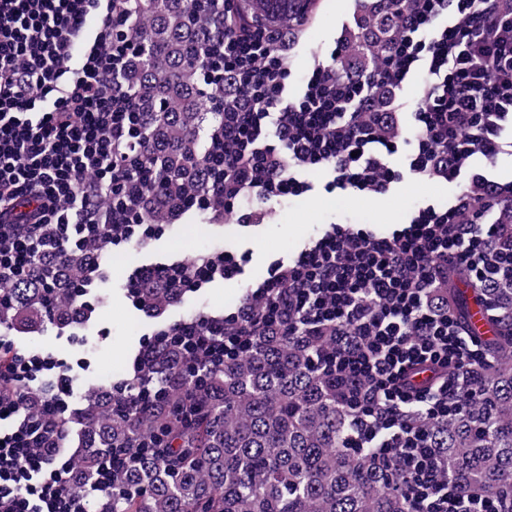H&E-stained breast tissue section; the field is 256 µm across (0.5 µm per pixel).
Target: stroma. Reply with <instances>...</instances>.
Returning a JSON list of instances; mask_svg holds the SVG:
<instances>
[{"label":"stroma","instance_id":"stroma-1","mask_svg":"<svg viewBox=\"0 0 512 512\" xmlns=\"http://www.w3.org/2000/svg\"><path fill=\"white\" fill-rule=\"evenodd\" d=\"M354 5V0H322L302 49L288 59L290 85H298L315 60L329 54L342 21L350 18ZM311 179L314 192L272 204L263 224L230 228L222 223L202 224L189 212L168 227L151 250L143 251L130 244L118 251H105L101 266L107 276L89 289L87 299L94 309L88 320L70 325L44 322L16 332V341L30 350L52 352L71 365L84 360L85 366L78 370L74 393L68 400L71 416H78L92 387L132 379L145 340L161 326L200 311L223 314L249 288L265 280L274 264L291 258L327 225L366 224L382 233L390 225L404 222L415 207L428 203L447 205L457 190L453 184L421 179L386 196L384 203L360 197L349 204L339 192L325 191V174H312ZM222 248L246 254L239 281L215 282L199 293L183 297L158 317L145 314L127 298L124 283L136 266L168 259L190 263L202 253Z\"/></svg>","mask_w":512,"mask_h":512}]
</instances>
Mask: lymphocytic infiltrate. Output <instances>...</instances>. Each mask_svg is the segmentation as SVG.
<instances>
[{"mask_svg": "<svg viewBox=\"0 0 512 512\" xmlns=\"http://www.w3.org/2000/svg\"><path fill=\"white\" fill-rule=\"evenodd\" d=\"M138 0H0V512H90L64 454L75 376L49 352L20 350L4 313L16 284L52 280L58 253L85 240L149 249L166 226L139 200L152 174L120 75L137 49ZM396 22L377 65L355 63L343 26L327 60L289 91L288 56L302 40L295 20L271 27L241 18L234 0H212L224 32L205 53L203 87L222 121L208 131L214 159L196 210L221 204L242 224L261 205L297 197L323 171L346 199L391 192L405 177L461 188L445 209L419 208L387 235L333 225L314 245L275 264L222 316L199 313L160 328L145 353L177 347L186 368L213 370L254 349L260 331L329 336L318 370L350 411L348 440L371 463L396 466L412 512H499L465 501L439 476L416 417L442 420L472 399L463 388L485 353L445 311L448 271L463 267L498 287L512 272V225L486 223L512 207V181L492 179L474 157L512 149V0H375ZM419 79V94L400 95ZM414 135L403 138L404 126ZM243 274L236 254L138 266L125 288L150 311L148 289L177 296ZM442 371L418 385L415 375Z\"/></svg>", "mask_w": 512, "mask_h": 512, "instance_id": "lymphocytic-infiltrate-1", "label": "lymphocytic infiltrate"}]
</instances>
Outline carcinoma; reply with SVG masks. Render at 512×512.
Wrapping results in <instances>:
<instances>
[{
    "mask_svg": "<svg viewBox=\"0 0 512 512\" xmlns=\"http://www.w3.org/2000/svg\"><path fill=\"white\" fill-rule=\"evenodd\" d=\"M315 0H237L244 14L269 23L309 18ZM139 49L124 77L144 116L146 161L157 173L146 203L150 219L164 222L172 205L198 189L204 148L201 130L216 120L201 92V49L218 36L191 0H144L133 17ZM382 21L372 22L352 42L359 63L377 62ZM103 248L88 242L76 257L58 259L53 302L73 308L71 283L83 266L100 261ZM449 277L468 283L469 295L448 289V307L462 316L468 298L492 296L489 316L512 319V279L491 292L465 273ZM176 298L167 288L151 289L154 313ZM10 321L20 329L45 319V292L22 287L13 292ZM323 340L261 336L248 356L211 372L180 369L174 354H153L143 369L150 382L170 381L168 405L192 409L184 420L166 423L159 413L133 405L121 413L113 387H95L85 396L79 418L84 446L72 460L79 486L93 481L98 452L124 448L152 433L176 448L150 452L138 467L115 476L100 492L106 512H410L395 468L369 463L345 446L350 412L336 396V385L315 371ZM487 356L472 379L477 403L446 421H425L443 464L445 478L461 493H484L512 500V330L484 343Z\"/></svg>",
    "mask_w": 512,
    "mask_h": 512,
    "instance_id": "1",
    "label": "carcinoma"
}]
</instances>
